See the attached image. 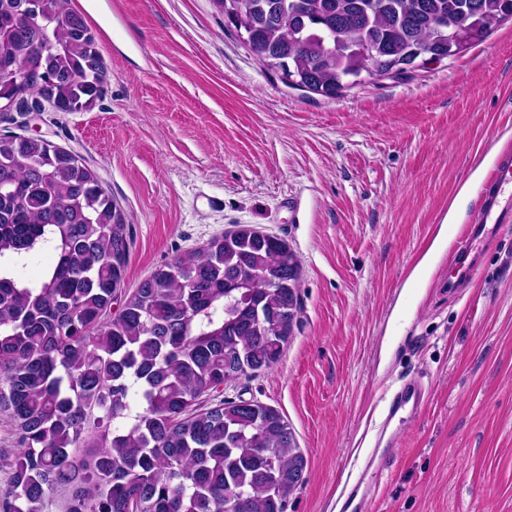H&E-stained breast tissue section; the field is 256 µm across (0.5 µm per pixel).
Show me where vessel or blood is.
Wrapping results in <instances>:
<instances>
[{
    "label": "vessel or blood",
    "instance_id": "b4317fda",
    "mask_svg": "<svg viewBox=\"0 0 512 512\" xmlns=\"http://www.w3.org/2000/svg\"><path fill=\"white\" fill-rule=\"evenodd\" d=\"M487 182L489 190L478 217L472 223L463 225L458 231L459 237L468 242V249H454L448 254L450 272L441 280L440 285L452 294L458 293L475 279V250L491 243L501 225L512 223V161H503L492 169ZM424 401L425 394L419 385L405 383L390 402L383 420L384 425H391L400 414L417 413L422 409Z\"/></svg>",
    "mask_w": 512,
    "mask_h": 512
}]
</instances>
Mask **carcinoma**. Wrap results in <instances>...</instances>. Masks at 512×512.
I'll return each mask as SVG.
<instances>
[{
  "label": "carcinoma",
  "instance_id": "cac0c4a2",
  "mask_svg": "<svg viewBox=\"0 0 512 512\" xmlns=\"http://www.w3.org/2000/svg\"><path fill=\"white\" fill-rule=\"evenodd\" d=\"M71 2L37 17L0 0V122L30 97L61 112L100 97L101 54ZM213 2L283 84L325 98L451 57L443 18L479 43L512 19V0ZM129 246L121 204L85 161L0 135V410L20 437L4 512H285L307 466L288 420L200 399L279 360L300 309L297 254L238 225L155 268L108 320Z\"/></svg>",
  "mask_w": 512,
  "mask_h": 512
}]
</instances>
